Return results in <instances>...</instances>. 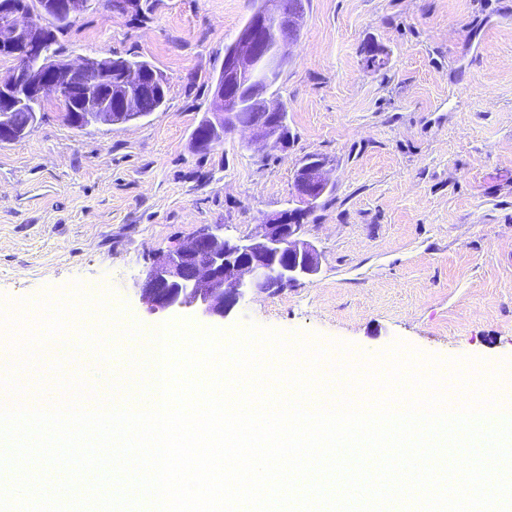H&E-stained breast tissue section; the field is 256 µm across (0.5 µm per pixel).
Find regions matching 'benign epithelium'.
Instances as JSON below:
<instances>
[{
    "label": "benign epithelium",
    "instance_id": "1",
    "mask_svg": "<svg viewBox=\"0 0 512 512\" xmlns=\"http://www.w3.org/2000/svg\"><path fill=\"white\" fill-rule=\"evenodd\" d=\"M57 15L81 16L87 0H55ZM293 0H261L251 22L243 26L224 53V76L216 81L213 109L197 144L211 145L248 130L263 142L287 139L274 104L257 84L273 79L288 65V44L300 33ZM43 26L13 0H0V52L14 66L0 75V143L15 141L10 113L52 96L64 120L81 129L92 123L122 124L138 119L143 100L162 88L163 78L149 71L136 81L121 77L109 94L98 87L99 75L112 72L114 59L86 57L74 65L43 54ZM330 189L324 163L313 158L294 177L293 201L299 206L265 219L244 237L224 236V225L204 226L185 245L158 254L141 284V297L154 312L192 309L203 317L224 318L254 292H276L318 272L319 254L303 239V220Z\"/></svg>",
    "mask_w": 512,
    "mask_h": 512
}]
</instances>
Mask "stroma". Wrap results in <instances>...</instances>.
<instances>
[{
    "label": "stroma",
    "instance_id": "stroma-1",
    "mask_svg": "<svg viewBox=\"0 0 512 512\" xmlns=\"http://www.w3.org/2000/svg\"><path fill=\"white\" fill-rule=\"evenodd\" d=\"M89 0L63 56L135 58L167 81L164 106L77 130L45 102L0 144V308L81 285L147 327L140 285L155 253L202 225L230 238L291 205L306 155L334 185L308 216L319 273L253 294L226 318L374 357L401 341L442 359L512 365V0H308L276 89L288 143L238 131L202 151L224 51L259 0ZM387 63L365 62L369 46Z\"/></svg>",
    "mask_w": 512,
    "mask_h": 512
}]
</instances>
